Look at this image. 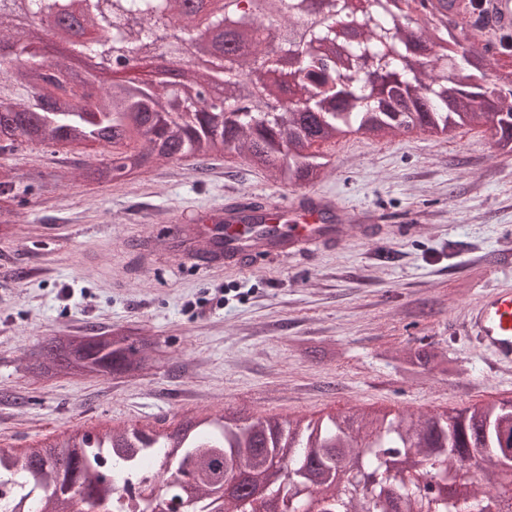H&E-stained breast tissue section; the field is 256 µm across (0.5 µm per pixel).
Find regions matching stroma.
Segmentation results:
<instances>
[{
	"label": "stroma",
	"instance_id": "stroma-1",
	"mask_svg": "<svg viewBox=\"0 0 512 512\" xmlns=\"http://www.w3.org/2000/svg\"><path fill=\"white\" fill-rule=\"evenodd\" d=\"M315 150L329 165L312 191L374 213L382 232L352 227L330 249L221 267L184 256L164 226L242 194L292 208L302 187L238 154L98 185L83 167L109 159L102 147L0 152L15 175L45 177L0 230V448L76 429H171L228 407L285 419L512 400V369L489 368L457 331L485 284L512 287V153L481 124L451 140L356 135ZM91 325L145 328L165 355L134 379L31 377L41 342ZM422 336L453 361L448 376L399 371L396 355Z\"/></svg>",
	"mask_w": 512,
	"mask_h": 512
}]
</instances>
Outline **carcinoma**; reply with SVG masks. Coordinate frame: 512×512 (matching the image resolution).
<instances>
[{"mask_svg":"<svg viewBox=\"0 0 512 512\" xmlns=\"http://www.w3.org/2000/svg\"><path fill=\"white\" fill-rule=\"evenodd\" d=\"M69 2L24 0V7L42 18ZM182 2L81 0V30L92 31L96 44L88 50L76 42L73 51H87L106 64L143 44L162 41L165 48L177 50L199 38ZM281 2L288 21L303 27L306 39L325 44L321 56L306 55L303 41L287 38L255 41L245 51L227 47V58L214 62L213 70L186 72L183 81L160 91L136 85L135 78L97 88L66 61L42 62L35 47L25 46L21 54L31 64L8 68L11 92L0 95V152L25 144H97L112 155L88 174L99 184L121 180L159 160L191 157L203 166L226 152H239L273 180L303 186L318 181L329 164L325 156L307 152L313 144L339 139L350 129L368 138L382 132L394 135L410 118L430 129L482 123L498 147L512 153V71L499 83L488 80L484 52L455 40L464 76L457 83L447 70H430L408 51L419 38L410 26L412 18L393 10L395 0H372L368 12L353 18L360 41L337 59L331 55L336 50L331 24L334 16L346 14L347 0H328L322 19L307 16L305 0ZM453 2L443 0L432 31L451 35L469 25L481 32L479 20L460 22L449 14ZM12 26L11 4L0 0V49L10 45ZM272 53L302 60L296 101L272 115L267 100L256 96L245 103L243 117L224 119V112L241 100L242 87L265 84ZM363 60L386 69L387 98L368 103L363 95L337 90L343 79L362 85ZM222 69L230 71L224 101H209L201 90ZM192 96L197 107L186 118L177 112V101ZM34 181L33 176L24 182L9 170L0 171V224L13 223L10 202L28 192ZM141 335L140 329L113 335L91 328L80 345L53 336L43 345L46 361L32 365L31 371L37 377H135L151 365L152 344H145L137 359L130 354L127 337ZM400 360L408 379L453 371L452 361L422 339ZM355 448L363 467L379 474L372 487L355 484ZM503 451L512 452V403L499 401L426 419L371 408L317 419L251 421L226 411L215 419H189L160 438L136 427L105 434L75 430L48 445L27 448L21 456L0 449V512H17L27 498L29 512H145L140 497L123 493L148 480L164 502L182 491L186 479L196 500L215 509L218 492L240 469L264 478L285 458L288 483L272 491L296 505L320 489L327 512H458L462 500L472 501L478 512H492L491 492L501 474L495 458ZM394 454L414 467H431L410 476L390 465ZM441 476L458 484L454 499L433 498L422 490L421 485Z\"/></svg>","mask_w":512,"mask_h":512,"instance_id":"carcinoma-1","label":"carcinoma"}]
</instances>
